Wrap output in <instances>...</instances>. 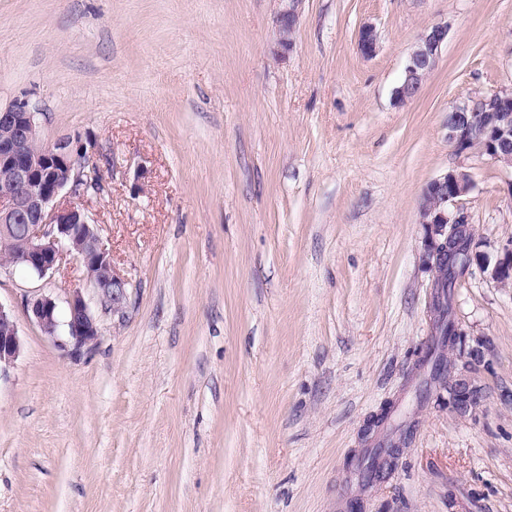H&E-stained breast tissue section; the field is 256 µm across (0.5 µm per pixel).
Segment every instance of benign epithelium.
Wrapping results in <instances>:
<instances>
[{"label": "benign epithelium", "mask_w": 512, "mask_h": 512, "mask_svg": "<svg viewBox=\"0 0 512 512\" xmlns=\"http://www.w3.org/2000/svg\"><path fill=\"white\" fill-rule=\"evenodd\" d=\"M299 0H289L278 17L282 51L292 50L290 33L298 19ZM448 39V26L433 25L419 36L408 55L395 99L405 103L416 96L426 75L434 68ZM358 50L366 58L375 56L379 39L375 28L359 30ZM38 109L26 99H17L0 109V237H7L13 225L26 224V249L16 264L40 278L58 270L69 256L90 269L94 294L112 314L123 312L130 281L112 263L97 225L78 207L56 204L67 187L83 180L88 162V146L80 139H66L39 152L30 149L40 136ZM448 140L463 152L477 148L501 167L512 169V88L493 94H474L448 109ZM468 172L452 170L432 180L424 189L420 205L421 224L426 232L424 265L432 282L443 276L442 253L456 233L473 238L467 215L458 203L473 189ZM501 283L512 281V249L504 252L490 272ZM65 320H59V310ZM30 319L41 332L72 357L79 356L100 336V326L80 288L58 300L41 295L27 302ZM22 350V339L10 310L0 303V371L14 364Z\"/></svg>", "instance_id": "obj_1"}]
</instances>
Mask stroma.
<instances>
[{
    "mask_svg": "<svg viewBox=\"0 0 512 512\" xmlns=\"http://www.w3.org/2000/svg\"><path fill=\"white\" fill-rule=\"evenodd\" d=\"M0 0V108L81 138L104 189L82 207L132 286L70 357L27 303L85 284L0 272L23 339L0 372V512H512V284L457 278V413L415 395L434 338L420 203L453 169L474 250L512 243V172L448 141V109L512 87V0ZM448 40L399 105L407 56ZM373 25L380 49L357 48ZM415 422L397 468L362 484L384 402ZM299 1L300 0H289L288 7H286L278 17L280 29V39L278 44L280 49L284 52H289L293 48V41L290 39V33L297 23Z\"/></svg>",
    "mask_w": 512,
    "mask_h": 512,
    "instance_id": "stroma-1",
    "label": "stroma"
}]
</instances>
